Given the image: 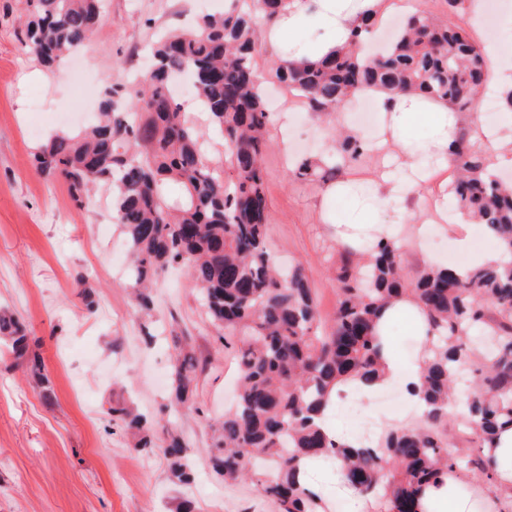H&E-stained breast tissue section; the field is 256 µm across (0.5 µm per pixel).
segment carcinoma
<instances>
[{"label":"carcinoma","mask_w":512,"mask_h":512,"mask_svg":"<svg viewBox=\"0 0 512 512\" xmlns=\"http://www.w3.org/2000/svg\"><path fill=\"white\" fill-rule=\"evenodd\" d=\"M286 0H262L270 24ZM448 20L422 12L406 18L385 51L370 56L351 43L316 63L278 66L271 80L295 91L309 111L332 120L354 89L377 85L393 94L419 91L456 112L475 103L485 72L479 47L454 22L462 0H443ZM104 0H29L22 41L44 66L83 47L102 14ZM256 17L249 0H229L224 12L200 18L195 30L159 39L153 67L130 84L113 81L102 92L95 125L55 134L36 154V170L63 180L83 205L91 191L107 188L112 220L122 226L131 254L136 312L154 310L152 282L182 264L201 291L211 322L226 335H242L235 405L212 430L209 466L226 482L251 480L275 512H326L320 493L297 476L303 458L339 464L345 481L380 503L379 512H420L424 491L454 470L470 481L494 480L485 452L496 431L512 425V186L496 177L468 135L456 139L457 162L448 194L504 245L500 262L462 275L452 266L411 275L401 264V244L378 240L367 255L338 248L339 292L331 333L317 334L319 313L303 271L276 264L266 246L267 208L262 156L269 112L255 72ZM194 76L195 98L224 138L232 179L214 174L204 145L188 124L169 84L176 73ZM328 160H301L293 174L327 181L368 154L365 140L344 134ZM181 195L173 198L169 188ZM426 311L428 357L420 389L427 407L418 426L386 431L357 447L325 434L317 419L336 386L371 382L382 373L376 324L400 298ZM178 349L171 371L172 403L190 402L198 372L207 367L172 337ZM0 348L23 359L29 337L20 319L0 310ZM466 374L475 391L462 432L472 448L448 438L454 385ZM112 421L130 431L136 448L158 449L153 424L125 399L112 404ZM163 453L171 480L191 481L192 462L180 437Z\"/></svg>","instance_id":"cac0c4a2"}]
</instances>
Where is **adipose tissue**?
I'll return each instance as SVG.
<instances>
[{"label":"adipose tissue","mask_w":512,"mask_h":512,"mask_svg":"<svg viewBox=\"0 0 512 512\" xmlns=\"http://www.w3.org/2000/svg\"><path fill=\"white\" fill-rule=\"evenodd\" d=\"M390 9L389 0H289L277 20L264 29L261 43L276 51L284 63L318 61L348 45L364 19L382 22ZM360 95L374 100L385 118L388 144L407 155L413 169L431 163L447 165L452 143L466 124L476 130L481 145H496L492 167H512V110L503 112L499 126L484 128L473 116L454 112L447 104L423 93L392 96L368 85L361 89ZM420 121L434 127L435 132L428 141L416 143L410 139L409 131ZM373 183L369 205L356 211L350 222L337 223L330 211L321 210L320 218L323 223L333 225L337 242L354 247L360 231L392 232L390 210L421 200L427 189L423 178L415 177L403 183L386 173L374 177ZM472 226V219L466 216L455 217L448 226L455 250L464 259V269L500 261L503 249L494 233L485 231V244L478 249L473 243ZM384 359L385 370L378 383L357 386L350 382L347 390L355 400L366 402L380 387L400 380L410 404H417L421 358L404 363L389 351ZM490 453L496 461L493 486L477 485L467 493L462 491L457 474H450L446 485L427 491L422 512H476L472 501L476 495L484 498L496 512H502L512 503V427H503L498 432Z\"/></svg>","instance_id":"ef3b65f1"}]
</instances>
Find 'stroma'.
<instances>
[{
	"instance_id": "stroma-1",
	"label": "stroma",
	"mask_w": 512,
	"mask_h": 512,
	"mask_svg": "<svg viewBox=\"0 0 512 512\" xmlns=\"http://www.w3.org/2000/svg\"><path fill=\"white\" fill-rule=\"evenodd\" d=\"M26 9V0H0V309L23 319L49 385L0 355V512H175L182 500L195 512H275L251 483L225 484L206 464L237 365L194 280L182 268L169 270L151 317L142 318L130 297V253L112 249L125 235L112 221L110 194L98 191L76 206L63 180L34 168L47 136L91 122L101 90L145 67L156 34L189 27L199 12L223 11L224 0H108L92 40L51 70L17 38L15 19ZM271 97L288 114L267 129L268 246L274 259L302 267L327 330L336 312L337 243L318 215L325 184L294 178L287 156L317 157L337 143L288 89L274 87ZM395 232L408 271L423 268L425 252L461 262L445 229L421 247L410 225ZM173 328L208 363L190 408L177 412L167 408ZM119 394L180 436L193 463L191 484H173L166 459L136 450L112 422Z\"/></svg>"
}]
</instances>
